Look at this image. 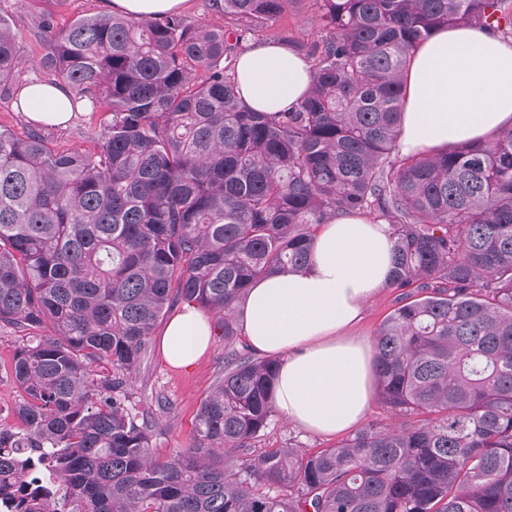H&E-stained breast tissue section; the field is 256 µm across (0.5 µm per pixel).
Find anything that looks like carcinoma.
Wrapping results in <instances>:
<instances>
[{
    "label": "carcinoma",
    "instance_id": "carcinoma-1",
    "mask_svg": "<svg viewBox=\"0 0 512 512\" xmlns=\"http://www.w3.org/2000/svg\"><path fill=\"white\" fill-rule=\"evenodd\" d=\"M295 2L212 0L220 28L41 16L45 82L110 119L92 152L0 126V324L27 333L20 426L0 428L17 512H512V127L396 160L418 45L441 26L511 36L512 0H317L329 35L311 91L253 111L237 51ZM24 64L0 15V86ZM339 213L390 225L400 294L374 375L395 423L256 454L279 362L233 346V311L255 279L306 266ZM180 302L232 348L193 444L161 459L130 386Z\"/></svg>",
    "mask_w": 512,
    "mask_h": 512
}]
</instances>
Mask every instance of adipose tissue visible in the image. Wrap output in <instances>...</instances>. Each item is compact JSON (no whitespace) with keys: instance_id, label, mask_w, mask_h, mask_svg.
Returning <instances> with one entry per match:
<instances>
[{"instance_id":"adipose-tissue-1","label":"adipose tissue","mask_w":512,"mask_h":512,"mask_svg":"<svg viewBox=\"0 0 512 512\" xmlns=\"http://www.w3.org/2000/svg\"><path fill=\"white\" fill-rule=\"evenodd\" d=\"M405 83L401 155L483 142L512 126V43L478 27L437 30L416 49ZM235 86L254 111L277 112L308 95L312 69L288 46L259 44L239 54ZM19 99L32 122L64 125L73 117L63 86L36 82L23 87ZM391 248L384 221L336 215L316 235L307 266L256 279L235 310L255 353L280 357L274 407L304 431L343 433L370 406L373 345L352 329L389 283ZM211 336L209 316L187 306L167 324L162 352L184 368Z\"/></svg>"}]
</instances>
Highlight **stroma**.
Listing matches in <instances>:
<instances>
[{
  "label": "stroma",
  "instance_id": "35a3bbf8",
  "mask_svg": "<svg viewBox=\"0 0 512 512\" xmlns=\"http://www.w3.org/2000/svg\"><path fill=\"white\" fill-rule=\"evenodd\" d=\"M52 11L58 27H65L78 18L105 12L103 0H0V14L9 19L19 35L26 66L9 84L0 89V125L15 132L30 126L24 113L16 107V98L23 85L42 80L35 60L41 52L39 16ZM327 31L314 0H298L292 10L280 18L258 27L250 36V44L290 41L295 50L308 54L313 45L322 43ZM106 117L105 107L79 106L64 127L45 128L44 134L52 145L91 151L101 134ZM164 325H157L149 352L133 381V401L151 421V446L158 456L189 447L193 437V421L199 405L224 374V338L213 334L209 348L191 368L172 367L161 350ZM23 344V334L10 327H0V428L18 423L15 408L21 397L16 389L11 365ZM296 443L305 451L335 446L332 438L310 435L293 426L282 415H275L257 451L280 448Z\"/></svg>",
  "mask_w": 512,
  "mask_h": 512
}]
</instances>
